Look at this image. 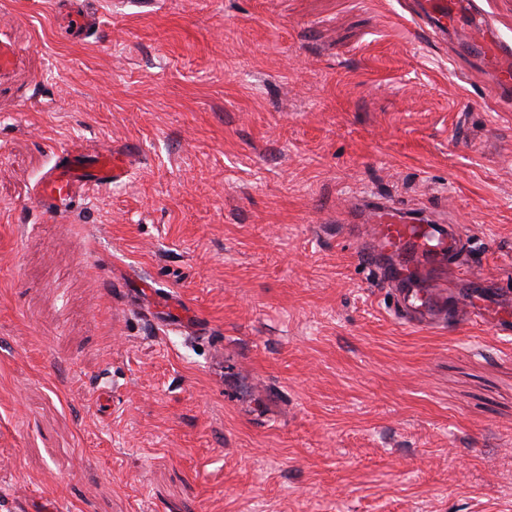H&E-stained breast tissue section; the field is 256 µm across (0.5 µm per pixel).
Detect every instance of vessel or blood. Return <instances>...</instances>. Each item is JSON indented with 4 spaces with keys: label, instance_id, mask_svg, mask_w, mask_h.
<instances>
[{
    "label": "vessel or blood",
    "instance_id": "vessel-or-blood-1",
    "mask_svg": "<svg viewBox=\"0 0 512 512\" xmlns=\"http://www.w3.org/2000/svg\"><path fill=\"white\" fill-rule=\"evenodd\" d=\"M416 21L419 29L432 38L447 36L458 25H467L469 44L492 74L498 93L512 95V41L502 38L489 23L481 0H422ZM124 172L123 162L111 151L67 149L41 178L37 201L51 212H71L80 205L79 191L110 185ZM360 207L372 226L370 243L362 254L364 263L373 269L378 286L392 290L394 316L409 326L426 325L433 302L429 295L405 288L412 274L411 263L425 257L436 267H445L463 252L459 232L451 226L423 223L390 200L366 199ZM393 250L405 257L402 267L383 263V254Z\"/></svg>",
    "mask_w": 512,
    "mask_h": 512
}]
</instances>
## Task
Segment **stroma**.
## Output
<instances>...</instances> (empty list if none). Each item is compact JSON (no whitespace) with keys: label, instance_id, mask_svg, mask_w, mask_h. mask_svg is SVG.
<instances>
[{"label":"stroma","instance_id":"stroma-1","mask_svg":"<svg viewBox=\"0 0 512 512\" xmlns=\"http://www.w3.org/2000/svg\"><path fill=\"white\" fill-rule=\"evenodd\" d=\"M0 0V512H512V341L407 329L357 203L512 303V101L409 0ZM104 147L63 216L36 188ZM112 388L110 406L97 398ZM124 172V163L111 150L66 149L41 178L36 193L38 204L56 213L74 211L81 204L79 190L110 185ZM359 206L367 224H373L371 240L362 258L375 272L377 285L393 292L394 316L409 326L446 325V321L427 322L432 317L424 315L433 309L429 295L398 287L411 276L414 258H429L437 268H445L448 261L449 270L453 260L463 253L459 232L449 225L423 224L431 221L411 215L413 213L394 201L371 198L361 201ZM393 250L406 259V264L400 268L382 262V255Z\"/></svg>","mask_w":512,"mask_h":512}]
</instances>
